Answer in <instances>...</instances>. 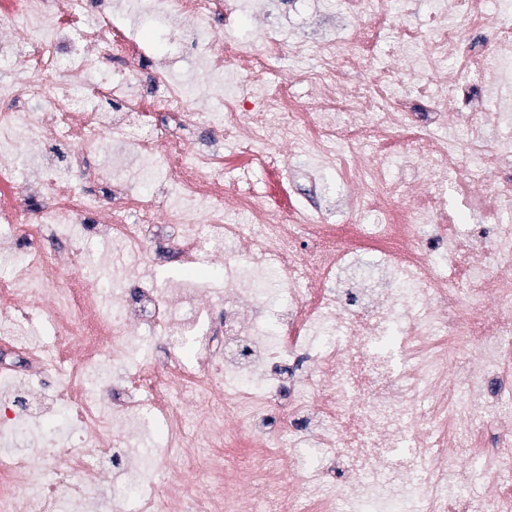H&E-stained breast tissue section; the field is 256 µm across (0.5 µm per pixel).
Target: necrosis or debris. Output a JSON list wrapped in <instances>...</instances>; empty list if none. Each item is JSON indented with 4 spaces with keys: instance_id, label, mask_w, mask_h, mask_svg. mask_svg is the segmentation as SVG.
Here are the masks:
<instances>
[{
    "instance_id": "4bbe7bcc",
    "label": "necrosis or debris",
    "mask_w": 512,
    "mask_h": 512,
    "mask_svg": "<svg viewBox=\"0 0 512 512\" xmlns=\"http://www.w3.org/2000/svg\"><path fill=\"white\" fill-rule=\"evenodd\" d=\"M238 0H0V41L10 66L0 80V153L22 150L43 161L71 146L68 178L47 166L35 190L14 168H0V512H125L103 500L104 481L121 485L136 459L120 440L133 420L165 419L162 453L192 464L206 459L219 495L190 484L148 491L136 481L139 512H512V437H499L493 468L472 472L486 488L474 499L457 484L453 460L479 455L488 427L512 423V321L485 298L512 304V279L489 268L512 235V184L495 182L492 161L512 159V142L489 151L486 127L512 124V25L490 45L469 41L485 27L487 0H428L427 32L394 26L385 0H349L350 20L323 33L324 56L308 72L306 103L287 92L256 94L251 76L275 64L305 62V43L288 44L274 24L263 50H223L193 37L192 68L173 77L127 29L151 13L233 27ZM372 19L371 27L352 17ZM110 43L122 69L94 67L93 46ZM371 78L350 82V71ZM223 78L224 112H200L199 74ZM111 111H102V104ZM203 125L213 141L232 129L248 166L284 176L289 159L316 156L342 167L353 220L314 224L298 207L257 205L254 184L224 177V155L189 150L183 132ZM148 128L134 138L132 126ZM112 145V192L84 190L99 171L85 164ZM164 144L161 173L177 190L164 224L130 189L132 160ZM418 180L396 184L394 172ZM485 217L467 237L469 281L448 280L459 249L447 235L448 190ZM402 193L409 205L393 207ZM107 229L133 256L111 280L87 275L61 287L79 258L80 238ZM204 265L223 288L157 285L170 260ZM47 316L51 341L32 335ZM209 338L196 361L181 350L199 330ZM127 361L121 379L111 365ZM66 404L72 436L24 456L21 429ZM258 436L252 481L266 501L244 491L224 468L221 448ZM347 460L337 474L330 460Z\"/></svg>"
}]
</instances>
